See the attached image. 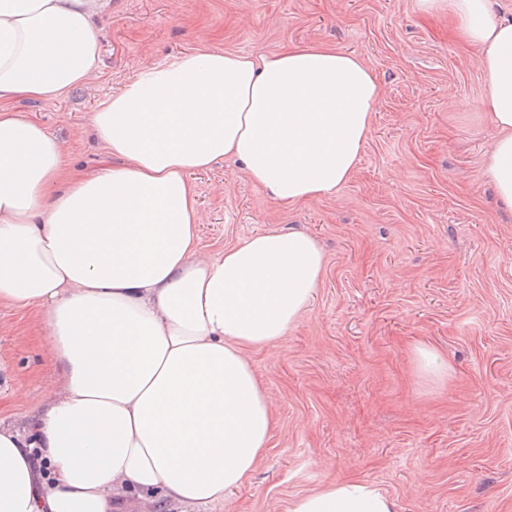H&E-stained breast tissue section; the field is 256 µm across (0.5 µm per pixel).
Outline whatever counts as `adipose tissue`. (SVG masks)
<instances>
[{
	"label": "adipose tissue",
	"mask_w": 512,
	"mask_h": 512,
	"mask_svg": "<svg viewBox=\"0 0 512 512\" xmlns=\"http://www.w3.org/2000/svg\"><path fill=\"white\" fill-rule=\"evenodd\" d=\"M483 49L497 136L485 175L512 209V18L491 0H420ZM100 0H0V98L56 100L95 68ZM380 93L356 56L304 44L258 56L207 45L141 69L95 108L118 166L71 173L57 137L0 113V301L44 311L60 383L23 428L0 424V512H206L242 487L275 418L250 350L310 305L324 256L310 235L198 248L192 174L236 158L294 204L351 176ZM358 480L288 512H394Z\"/></svg>",
	"instance_id": "obj_1"
}]
</instances>
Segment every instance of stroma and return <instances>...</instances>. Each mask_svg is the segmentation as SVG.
<instances>
[{"label": "stroma", "instance_id": "stroma-1", "mask_svg": "<svg viewBox=\"0 0 512 512\" xmlns=\"http://www.w3.org/2000/svg\"><path fill=\"white\" fill-rule=\"evenodd\" d=\"M98 65L59 100L1 99L56 135L73 172L113 157L90 117L145 66L205 43L357 56L382 92L351 177L285 205L228 158L193 175L202 253L254 234L312 235L325 265L287 335L251 350L276 426L245 486L209 512H287L357 479L395 512H512V212L484 175L495 130L481 50L419 0H109ZM448 363L424 377L415 348ZM43 312L0 303V422L25 424L56 388Z\"/></svg>", "mask_w": 512, "mask_h": 512}]
</instances>
